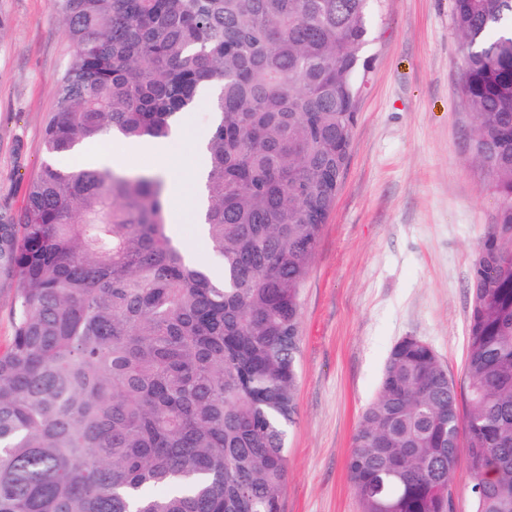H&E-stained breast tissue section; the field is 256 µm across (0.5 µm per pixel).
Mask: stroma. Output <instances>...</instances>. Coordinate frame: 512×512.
<instances>
[{
  "instance_id": "1",
  "label": "stroma",
  "mask_w": 512,
  "mask_h": 512,
  "mask_svg": "<svg viewBox=\"0 0 512 512\" xmlns=\"http://www.w3.org/2000/svg\"><path fill=\"white\" fill-rule=\"evenodd\" d=\"M72 49L50 0H0V218L20 213ZM336 205L302 297L282 512H361L347 463L391 347L426 342L464 385L469 273L497 203L465 132L449 0H381Z\"/></svg>"
}]
</instances>
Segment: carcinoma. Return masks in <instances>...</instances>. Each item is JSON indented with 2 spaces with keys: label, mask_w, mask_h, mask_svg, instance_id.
Here are the masks:
<instances>
[{
  "label": "carcinoma",
  "mask_w": 512,
  "mask_h": 512,
  "mask_svg": "<svg viewBox=\"0 0 512 512\" xmlns=\"http://www.w3.org/2000/svg\"><path fill=\"white\" fill-rule=\"evenodd\" d=\"M472 154L497 199L470 272L466 409L432 348L389 351L348 460L362 512H512V0H450ZM72 45L48 161L0 220V512H282L302 294L347 165L377 0H51ZM211 93L201 233L164 178L53 163L159 140ZM467 448L460 458V446ZM178 209L183 212L182 223L178 225L176 231L182 245L192 255L210 261V250L207 241L197 235L196 224L192 223L188 200L185 198H175L174 204L169 209V222H172L174 210ZM9 286L0 288V347H4L13 335L11 291ZM469 485V473L462 461L454 478L453 486L455 493L452 488L448 489V507L451 510L450 512H455V505L456 512H470L472 510L469 498Z\"/></svg>",
  "instance_id": "obj_1"
}]
</instances>
